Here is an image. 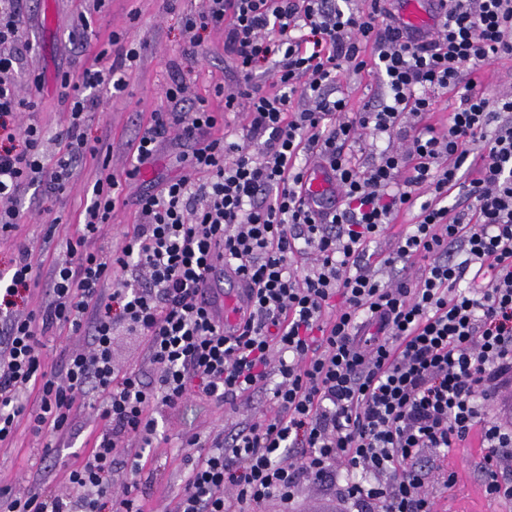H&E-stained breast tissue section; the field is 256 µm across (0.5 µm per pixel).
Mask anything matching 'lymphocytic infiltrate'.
I'll list each match as a JSON object with an SVG mask.
<instances>
[{
  "instance_id": "obj_1",
  "label": "lymphocytic infiltrate",
  "mask_w": 512,
  "mask_h": 512,
  "mask_svg": "<svg viewBox=\"0 0 512 512\" xmlns=\"http://www.w3.org/2000/svg\"><path fill=\"white\" fill-rule=\"evenodd\" d=\"M389 2L203 0L186 19V47L223 32L237 87L218 111L168 84L165 108L128 142L120 178L111 144L86 136L85 115L99 105L92 89L125 88L142 44L112 34L123 46L115 59L102 52L80 77L61 76L71 120L65 152L48 160L45 131L22 121L40 81L25 94L15 79L27 44L21 0H0V234L18 224L23 189L58 196L77 160H99L80 233L51 264L39 309L19 310L35 285L28 248L0 279V443L23 421L48 439L71 430L90 399L101 422L64 491L37 479L1 489L0 512H144L139 476L156 406H234L259 394L269 404L259 416L185 435L199 454L184 459L174 512H255L306 482L354 512H437L433 489L454 476L423 465L424 451L475 438L486 496L512 501V480L496 469L512 456V426L488 412L512 382V90L491 94L483 81L486 66L512 57V0H428L433 23L422 29ZM369 66L383 92L350 113L338 77ZM450 92L458 106L434 122ZM238 110L242 138L216 136ZM367 137L394 145L363 168L346 148ZM169 138L190 146L187 174L127 197L128 180ZM311 158L337 186L324 204L302 191ZM126 200L137 224L120 248L99 246ZM388 235L397 247L381 264L403 272L384 282L368 255ZM227 269L252 299L229 336L204 299ZM119 323L145 337L152 381L113 367ZM61 328L88 348L59 373L42 339ZM30 391L31 414L20 402ZM117 466L127 478L116 488Z\"/></svg>"
}]
</instances>
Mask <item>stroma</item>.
I'll return each instance as SVG.
<instances>
[{"instance_id": "1", "label": "stroma", "mask_w": 512, "mask_h": 512, "mask_svg": "<svg viewBox=\"0 0 512 512\" xmlns=\"http://www.w3.org/2000/svg\"><path fill=\"white\" fill-rule=\"evenodd\" d=\"M200 6L201 0H106L97 10L92 0H22L25 29L33 49L21 57L17 82L25 84L31 74L41 80L33 117L48 136L47 156L63 151L64 143L56 135L70 122L68 106L60 97L59 73L80 74L84 66L92 63L96 53L107 48L115 31H128L130 39L147 44L140 59L126 71L125 89L117 93L109 87L102 89L103 105L87 114L88 138L105 135L110 138L111 166L115 173H122L126 166V143L147 124L154 110L165 107L164 89L171 81L185 84L187 98H206L214 108H223L224 102L215 96L214 89L219 85L233 89L237 80L235 62L224 49L223 34H204L203 43L196 51L183 48L182 20ZM82 14L88 15L90 26L78 32L74 25ZM182 152V146L164 143L157 159L131 181L129 193L185 173L180 159ZM96 167V161L91 158L80 161L73 186L51 202L47 214L35 207L43 195L41 187L27 188L18 202L20 224L0 238V272L6 270L16 247L26 245L34 252L38 285L28 300V309L40 306L52 261L62 256L65 240L78 234L80 214L90 194V178ZM55 215L61 217V224H52ZM112 364L120 371L137 367L142 369L145 379L153 377L145 359L144 337L123 328L117 329L113 336ZM263 408L264 399L260 396L233 410L199 399L174 409L159 408L158 435L140 485L145 512H173L174 497L184 476L180 448L183 434L196 432L205 436L225 424L259 414ZM77 428V435L65 434L57 439L59 455L44 465L40 462L44 438L31 434L27 427H20L13 442L0 445V488H17L38 478L48 491L61 489L76 453L100 428L92 407L81 409ZM480 455V444L475 441L467 448L449 449L441 458V465L452 471L455 479L448 487H437L438 512H512L511 503L485 495L476 468Z\"/></svg>"}]
</instances>
